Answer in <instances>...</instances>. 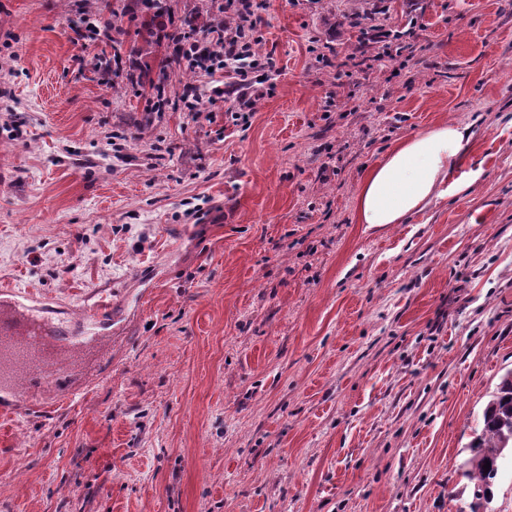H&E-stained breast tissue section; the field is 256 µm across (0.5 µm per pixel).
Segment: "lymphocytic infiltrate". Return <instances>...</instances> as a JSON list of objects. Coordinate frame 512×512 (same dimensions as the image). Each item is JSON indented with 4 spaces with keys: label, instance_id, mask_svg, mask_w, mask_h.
<instances>
[{
    "label": "lymphocytic infiltrate",
    "instance_id": "f902f5d3",
    "mask_svg": "<svg viewBox=\"0 0 512 512\" xmlns=\"http://www.w3.org/2000/svg\"><path fill=\"white\" fill-rule=\"evenodd\" d=\"M265 9V0H224V14L236 20V27L231 31L220 24L202 29L192 22L181 23L178 35L181 51L168 59L165 67L169 74L182 70L223 74L224 85L214 86L212 93L231 98V117L243 127L251 124L256 97L270 94L274 89L270 76L276 70V63L272 56L260 55L256 50L262 38Z\"/></svg>",
    "mask_w": 512,
    "mask_h": 512
}]
</instances>
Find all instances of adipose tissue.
<instances>
[{"mask_svg": "<svg viewBox=\"0 0 512 512\" xmlns=\"http://www.w3.org/2000/svg\"><path fill=\"white\" fill-rule=\"evenodd\" d=\"M469 141L468 127L448 123L398 142L365 172L357 194L358 222L398 224L432 199L445 197L448 173Z\"/></svg>", "mask_w": 512, "mask_h": 512, "instance_id": "adipose-tissue-1", "label": "adipose tissue"}]
</instances>
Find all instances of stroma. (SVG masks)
<instances>
[{
    "label": "stroma",
    "instance_id": "obj_1",
    "mask_svg": "<svg viewBox=\"0 0 512 512\" xmlns=\"http://www.w3.org/2000/svg\"><path fill=\"white\" fill-rule=\"evenodd\" d=\"M132 2L0 0V286L71 324L110 291L122 335L82 397L0 421V512H459L512 369V0H267L248 128L129 81L172 52ZM408 24L422 51L363 35ZM450 122L461 189L358 223L365 171Z\"/></svg>",
    "mask_w": 512,
    "mask_h": 512
}]
</instances>
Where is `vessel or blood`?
<instances>
[{
	"label": "vessel or blood",
	"mask_w": 512,
	"mask_h": 512,
	"mask_svg": "<svg viewBox=\"0 0 512 512\" xmlns=\"http://www.w3.org/2000/svg\"><path fill=\"white\" fill-rule=\"evenodd\" d=\"M112 304L101 300L81 334L43 315L32 294L0 291V416L19 400L37 402L54 391L80 394L112 365Z\"/></svg>",
	"instance_id": "obj_1"
}]
</instances>
